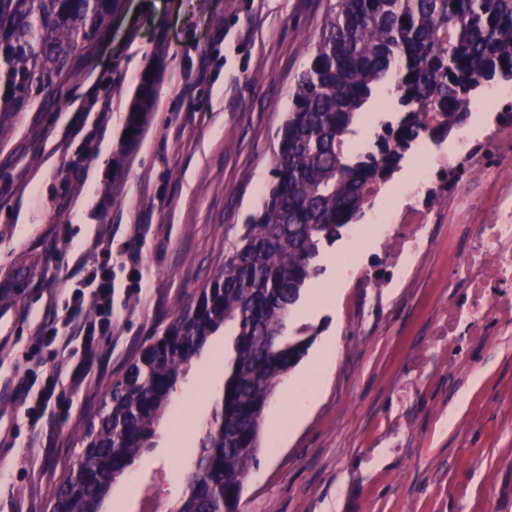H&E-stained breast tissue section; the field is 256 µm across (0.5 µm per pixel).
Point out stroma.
Segmentation results:
<instances>
[{
    "label": "stroma",
    "mask_w": 512,
    "mask_h": 512,
    "mask_svg": "<svg viewBox=\"0 0 512 512\" xmlns=\"http://www.w3.org/2000/svg\"><path fill=\"white\" fill-rule=\"evenodd\" d=\"M330 0H124L93 55L49 106L13 115L0 141V512H46L47 493L78 460L77 430L96 415L129 361L205 288L261 204L276 133L307 68ZM158 69L155 104L120 178L110 162L143 73ZM350 235L325 247L321 275L289 330L316 334L281 381L262 429V449L239 512H512V324L455 375L440 371L420 391L401 453L372 449L403 364L448 302L447 254L413 288L378 300L347 286L334 303L336 258ZM112 267V333L98 337L93 366L53 405L52 428L30 431L12 380L50 365L33 333L48 308L64 311L71 277ZM335 365L312 404L294 389L327 337ZM214 336L173 396L184 426L158 431L131 470L183 490V449L204 380L223 387ZM468 400L442 429L460 394Z\"/></svg>",
    "instance_id": "obj_1"
}]
</instances>
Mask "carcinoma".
<instances>
[{
  "label": "carcinoma",
  "mask_w": 512,
  "mask_h": 512,
  "mask_svg": "<svg viewBox=\"0 0 512 512\" xmlns=\"http://www.w3.org/2000/svg\"><path fill=\"white\" fill-rule=\"evenodd\" d=\"M122 0H0V140L5 117L69 82L90 57ZM308 67L276 136L272 181L224 263L162 335L128 364L77 433L78 462L49 493L47 512H105L113 484L151 448L182 375L221 328L234 356L223 397L205 423L174 512H237L257 461L263 416L280 381L314 336L286 334L320 247L359 219L367 190L388 181L426 130L445 136L491 81L512 82V0H337L310 44ZM143 77L130 106L132 149L153 105ZM395 85V117L359 152L358 112Z\"/></svg>",
  "instance_id": "carcinoma-1"
}]
</instances>
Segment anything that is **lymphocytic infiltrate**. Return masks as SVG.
Listing matches in <instances>:
<instances>
[{"label":"lymphocytic infiltrate","instance_id":"obj_1","mask_svg":"<svg viewBox=\"0 0 512 512\" xmlns=\"http://www.w3.org/2000/svg\"><path fill=\"white\" fill-rule=\"evenodd\" d=\"M112 269L98 267L73 281L65 315H49L38 327L35 341L49 348L52 364L45 381L28 373L21 382L26 413L31 424H38L47 414L49 403L63 383L78 385L82 370L96 337L112 333ZM93 304V314H86V304Z\"/></svg>","mask_w":512,"mask_h":512}]
</instances>
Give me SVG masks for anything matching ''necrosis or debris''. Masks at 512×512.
Returning a JSON list of instances; mask_svg holds the SVG:
<instances>
[{
    "label": "necrosis or debris",
    "instance_id": "1",
    "mask_svg": "<svg viewBox=\"0 0 512 512\" xmlns=\"http://www.w3.org/2000/svg\"><path fill=\"white\" fill-rule=\"evenodd\" d=\"M409 178L375 187L361 222L379 239V262L361 270V288H387L417 276L448 227V303L435 307L424 348L408 361L378 441L400 448L414 418L416 388L440 358L460 364L512 322V84H491L470 106L451 141H420Z\"/></svg>",
    "mask_w": 512,
    "mask_h": 512
}]
</instances>
